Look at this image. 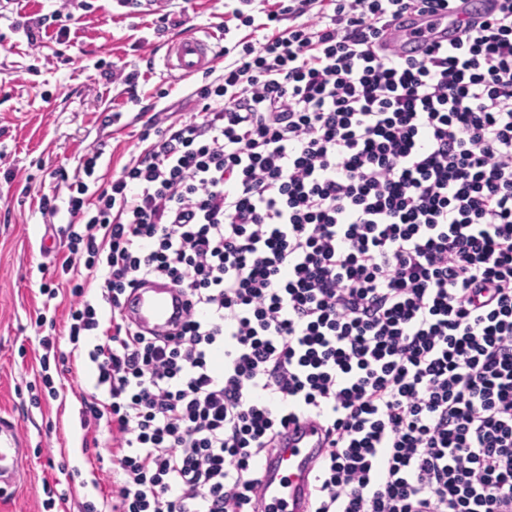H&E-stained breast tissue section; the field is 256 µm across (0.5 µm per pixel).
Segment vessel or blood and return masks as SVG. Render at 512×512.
<instances>
[{
    "label": "vessel or blood",
    "mask_w": 512,
    "mask_h": 512,
    "mask_svg": "<svg viewBox=\"0 0 512 512\" xmlns=\"http://www.w3.org/2000/svg\"><path fill=\"white\" fill-rule=\"evenodd\" d=\"M164 66L186 79L212 68L216 50L209 38L193 34L166 43ZM185 298L166 280H153L136 288L122 305L126 321L147 335L172 332L183 313ZM27 443L18 424L0 417V485L13 486ZM320 427L310 421L290 426L282 447L259 465V499L265 512H307L310 473L323 452Z\"/></svg>",
    "instance_id": "vessel-or-blood-1"
}]
</instances>
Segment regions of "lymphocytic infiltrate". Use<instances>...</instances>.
I'll list each match as a JSON object with an SVG mask.
<instances>
[{
  "label": "lymphocytic infiltrate",
  "instance_id": "obj_1",
  "mask_svg": "<svg viewBox=\"0 0 512 512\" xmlns=\"http://www.w3.org/2000/svg\"><path fill=\"white\" fill-rule=\"evenodd\" d=\"M289 0L110 188L88 151L69 341L93 337L110 512H257L290 423L310 512H512V0ZM293 23L284 30L283 17ZM454 37L398 56L434 19ZM188 298L147 336L121 305ZM185 306V297L167 280H153L126 297L122 314L148 336L172 332Z\"/></svg>",
  "mask_w": 512,
  "mask_h": 512
}]
</instances>
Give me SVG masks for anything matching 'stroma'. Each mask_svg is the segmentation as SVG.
Returning <instances> with one entry per match:
<instances>
[{
	"label": "stroma",
	"instance_id": "35a3bbf8",
	"mask_svg": "<svg viewBox=\"0 0 512 512\" xmlns=\"http://www.w3.org/2000/svg\"><path fill=\"white\" fill-rule=\"evenodd\" d=\"M87 2L74 9L66 37L52 27L33 45L26 28L63 0H0V414L16 419L28 441L23 478L0 497V512H44L48 485L67 495L53 512H82L83 503L112 497L119 477L111 437L104 426L80 422L96 377L87 358L71 354L72 300L41 293L59 280L72 232L84 229L68 211L70 186L94 148L102 153L96 186L108 187L141 151L150 119L165 127L189 117L185 97L224 71L219 61L209 73L174 78L162 44L192 32L220 49L246 34L217 31L224 0H172L163 14H133L118 0ZM114 69L125 80L106 79ZM46 195L55 197L56 215L41 213ZM41 314L55 327H37ZM49 334L57 341L47 352L38 339ZM43 370L59 395L35 402L30 387Z\"/></svg>",
	"mask_w": 512,
	"mask_h": 512
}]
</instances>
